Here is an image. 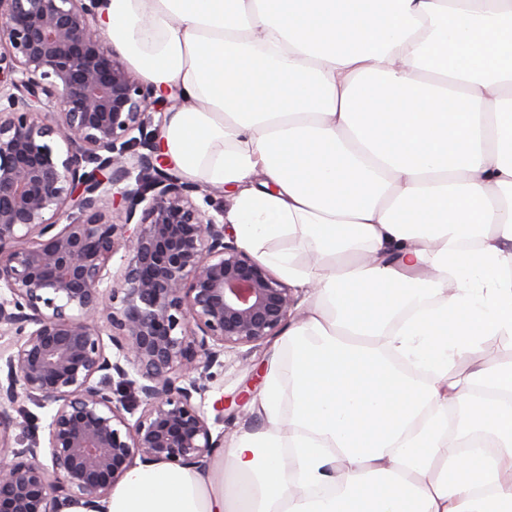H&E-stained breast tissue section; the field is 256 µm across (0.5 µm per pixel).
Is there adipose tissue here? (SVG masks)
Here are the masks:
<instances>
[{
  "label": "adipose tissue",
  "mask_w": 512,
  "mask_h": 512,
  "mask_svg": "<svg viewBox=\"0 0 512 512\" xmlns=\"http://www.w3.org/2000/svg\"><path fill=\"white\" fill-rule=\"evenodd\" d=\"M101 13L146 83L181 91L163 153L234 191L240 245L310 295L264 429L205 473L137 463L98 512H512V357L478 359L512 335V0ZM284 238L313 262L266 250ZM452 405L494 451L451 450Z\"/></svg>",
  "instance_id": "adipose-tissue-1"
}]
</instances>
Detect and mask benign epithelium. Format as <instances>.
I'll list each match as a JSON object with an SVG mask.
<instances>
[{
  "label": "benign epithelium",
  "instance_id": "7a95c632",
  "mask_svg": "<svg viewBox=\"0 0 512 512\" xmlns=\"http://www.w3.org/2000/svg\"><path fill=\"white\" fill-rule=\"evenodd\" d=\"M100 7L0 0V449L21 397L51 407L47 446L0 456V512L91 508L138 458L206 466L213 367L295 315L161 152L151 113L172 90L131 74ZM245 401H215V422Z\"/></svg>",
  "mask_w": 512,
  "mask_h": 512
}]
</instances>
